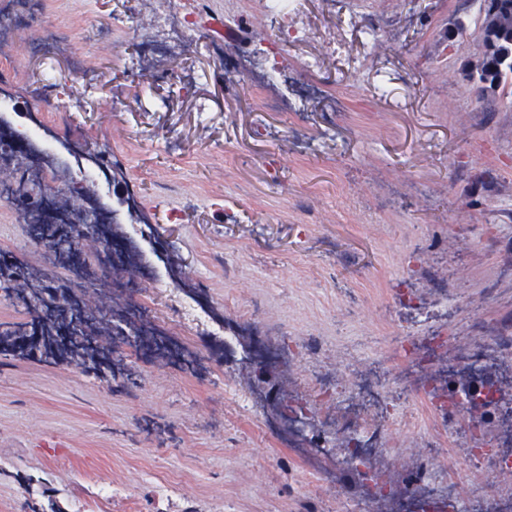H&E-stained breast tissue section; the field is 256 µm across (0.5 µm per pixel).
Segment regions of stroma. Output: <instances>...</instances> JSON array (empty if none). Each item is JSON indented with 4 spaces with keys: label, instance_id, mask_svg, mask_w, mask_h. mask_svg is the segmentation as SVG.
<instances>
[{
    "label": "stroma",
    "instance_id": "35a3bbf8",
    "mask_svg": "<svg viewBox=\"0 0 512 512\" xmlns=\"http://www.w3.org/2000/svg\"><path fill=\"white\" fill-rule=\"evenodd\" d=\"M479 9L297 0L284 21L268 0H33L6 88L29 108L55 89L58 138L122 163L161 260L291 351L293 402L315 369L389 378L409 344L512 336V91L470 79ZM1 251L46 266L2 203ZM108 282L85 312L163 332L193 367L118 336L90 374L0 346V512H339L336 455L316 471L291 455L166 283L132 263ZM388 409L399 457L439 458L463 491L490 480L413 387Z\"/></svg>",
    "mask_w": 512,
    "mask_h": 512
}]
</instances>
